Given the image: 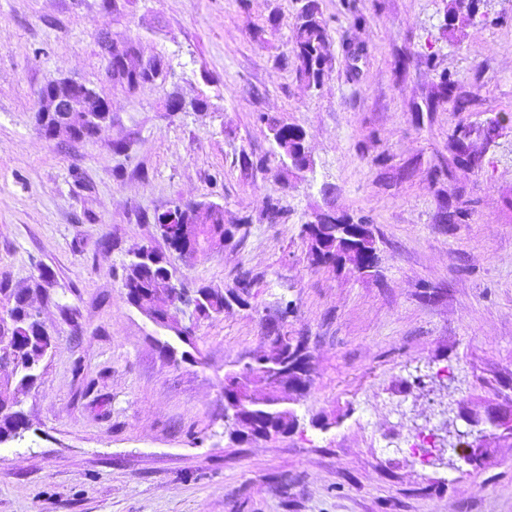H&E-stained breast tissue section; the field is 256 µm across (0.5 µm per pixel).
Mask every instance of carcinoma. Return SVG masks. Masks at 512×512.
I'll return each instance as SVG.
<instances>
[{"instance_id":"obj_1","label":"carcinoma","mask_w":512,"mask_h":512,"mask_svg":"<svg viewBox=\"0 0 512 512\" xmlns=\"http://www.w3.org/2000/svg\"><path fill=\"white\" fill-rule=\"evenodd\" d=\"M481 0H451L447 11V26L455 23L462 25L476 17ZM290 54L283 57L285 65L291 66L297 78L309 88L320 87L328 76L330 56L328 54L329 26L323 18L318 0H303L297 15L291 37ZM112 77L119 83L134 88L150 81L152 68L150 63L136 60V53L126 44H112V57L109 59ZM457 81L452 73L443 70L439 74L438 96L430 100L428 109H433L443 99H454L462 103V97L456 94ZM271 131L279 148V156L291 159L294 155L308 154L307 135L301 128L287 123H272ZM175 208L185 217L189 249L205 256L215 246L235 238L244 239L247 229H238L232 224L224 223V207L214 202H179ZM367 225L365 219L353 218L336 212L332 206L320 211L312 225H306L304 239L309 248L312 264L316 266H340L343 254L352 250L345 245L344 225ZM123 287L128 301L141 309L157 315L169 325L176 323L175 315L181 305L188 300L182 282L163 260V253L149 262L135 257L125 268ZM0 293L13 299V305L7 309L11 321L6 326L10 336L9 344L0 347V362L12 367L10 376L0 378V406L9 405L12 413L0 416V445L11 443L22 437L27 428L26 415L21 409L20 394L36 384L40 378L43 360L53 348V337L37 321L32 319L27 310L29 288H2ZM195 308L197 318H210L231 307V303L242 304L245 299L232 291L225 293L217 288L201 285L195 291ZM272 344L284 356V368L296 362H304L302 341L279 329L272 338ZM264 355L253 357L238 373L224 374V380L238 378L239 385L249 389L248 382L265 368ZM288 398L266 397L264 400L250 404L236 398L225 402L228 419L240 415H251L270 423L271 435L290 433L294 420L288 417Z\"/></svg>"}]
</instances>
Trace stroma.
<instances>
[{
    "label": "stroma",
    "mask_w": 512,
    "mask_h": 512,
    "mask_svg": "<svg viewBox=\"0 0 512 512\" xmlns=\"http://www.w3.org/2000/svg\"><path fill=\"white\" fill-rule=\"evenodd\" d=\"M300 4L0 0V283L52 271L35 304L55 340L22 439L0 446V512H512V121L489 129L512 114V0L451 34L450 0H321L316 89L281 63ZM108 38L161 76L113 82ZM442 69L463 111L428 109ZM52 78L109 101L104 132L44 135ZM270 118L306 132L310 169L280 160ZM459 129L474 163L454 158ZM187 201L250 224L180 266L185 287L254 278L248 306L195 325L198 364L162 354L122 285L134 251L167 249L154 215ZM330 204L368 217L374 272L310 265L301 229ZM451 204L467 214L446 224ZM286 302L311 356L298 425L231 439L224 375L271 352Z\"/></svg>",
    "instance_id": "stroma-1"
}]
</instances>
